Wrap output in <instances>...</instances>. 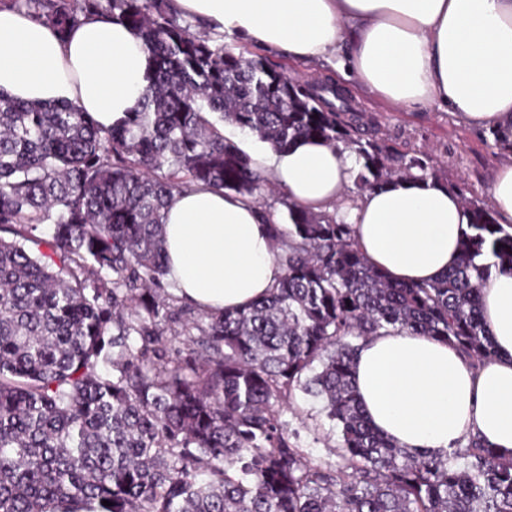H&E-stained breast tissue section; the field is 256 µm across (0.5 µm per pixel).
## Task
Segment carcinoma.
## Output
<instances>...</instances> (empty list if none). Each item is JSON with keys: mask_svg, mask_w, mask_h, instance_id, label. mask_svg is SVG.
I'll use <instances>...</instances> for the list:
<instances>
[{"mask_svg": "<svg viewBox=\"0 0 512 512\" xmlns=\"http://www.w3.org/2000/svg\"><path fill=\"white\" fill-rule=\"evenodd\" d=\"M2 5L61 36L88 15L124 24L150 73L109 129L67 101L0 94V512H512V457L477 436L452 457L410 453L372 427L352 379L361 346L390 329L489 358L480 294L512 270L511 224L454 186L470 212L457 267L396 283L351 225L287 202L288 226L268 224L284 270L270 294L191 310L167 291L168 203L191 185L250 198L270 185L224 124L279 151L301 137L352 151L350 202L441 178L432 156L362 133L332 81L290 84L194 34L169 0ZM296 390L340 428L327 461L290 431Z\"/></svg>", "mask_w": 512, "mask_h": 512, "instance_id": "1", "label": "carcinoma"}]
</instances>
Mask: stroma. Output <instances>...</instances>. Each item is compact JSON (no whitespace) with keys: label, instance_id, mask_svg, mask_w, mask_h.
Returning a JSON list of instances; mask_svg holds the SVG:
<instances>
[{"label":"stroma","instance_id":"stroma-1","mask_svg":"<svg viewBox=\"0 0 512 512\" xmlns=\"http://www.w3.org/2000/svg\"><path fill=\"white\" fill-rule=\"evenodd\" d=\"M347 93L368 133L404 154L431 153L443 179L465 184L478 198L488 199L492 170L499 160L490 134L468 128L434 106L397 112L355 86H348ZM293 403L298 412L289 418L291 428L312 445L315 458L327 459L339 436L323 411L322 401L298 391Z\"/></svg>","mask_w":512,"mask_h":512}]
</instances>
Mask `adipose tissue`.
Instances as JSON below:
<instances>
[{
    "mask_svg": "<svg viewBox=\"0 0 512 512\" xmlns=\"http://www.w3.org/2000/svg\"><path fill=\"white\" fill-rule=\"evenodd\" d=\"M171 7L292 60L327 62L392 109L434 105L489 133L501 155L490 208L498 223L512 224V0H171ZM148 67L142 40L107 17L82 18L63 38L0 6L1 95L66 100L109 128L135 107ZM239 147L290 203L350 224L369 263L393 280L431 282L456 265L469 216L444 181L401 180L348 206L343 198L358 171L350 151L302 139L280 152L249 135ZM163 231L166 280L200 311L248 306L283 274L250 198L183 189ZM480 308L495 347L480 364L405 330L359 351V398L371 425L397 446L444 456L477 436L512 454V274L492 275Z\"/></svg>",
    "mask_w": 512,
    "mask_h": 512,
    "instance_id": "ef3b65f1",
    "label": "adipose tissue"
}]
</instances>
